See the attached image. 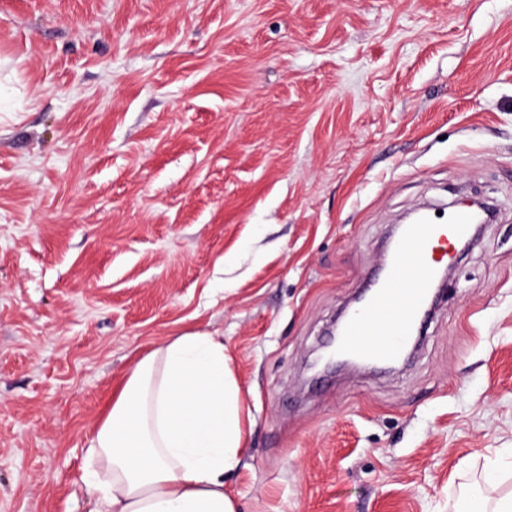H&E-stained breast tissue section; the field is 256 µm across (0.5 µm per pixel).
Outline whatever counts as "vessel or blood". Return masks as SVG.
I'll use <instances>...</instances> for the list:
<instances>
[{
    "label": "vessel or blood",
    "instance_id": "obj_1",
    "mask_svg": "<svg viewBox=\"0 0 512 512\" xmlns=\"http://www.w3.org/2000/svg\"><path fill=\"white\" fill-rule=\"evenodd\" d=\"M474 229L470 213L462 208L444 224L425 219L405 225L391 259L382 264L375 291L347 320L339 354L377 365L397 360L422 321L440 256L449 247L467 243Z\"/></svg>",
    "mask_w": 512,
    "mask_h": 512
}]
</instances>
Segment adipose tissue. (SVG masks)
<instances>
[{
  "label": "adipose tissue",
  "mask_w": 512,
  "mask_h": 512,
  "mask_svg": "<svg viewBox=\"0 0 512 512\" xmlns=\"http://www.w3.org/2000/svg\"><path fill=\"white\" fill-rule=\"evenodd\" d=\"M244 399L222 341L186 333L140 359L93 434L91 512H237Z\"/></svg>",
  "instance_id": "obj_1"
}]
</instances>
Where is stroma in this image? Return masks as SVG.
Listing matches in <instances>:
<instances>
[{"mask_svg":"<svg viewBox=\"0 0 512 512\" xmlns=\"http://www.w3.org/2000/svg\"><path fill=\"white\" fill-rule=\"evenodd\" d=\"M462 196L499 217L409 361L311 376ZM189 332L244 396L238 512L512 492V0H0V512H88L95 428Z\"/></svg>","mask_w":512,"mask_h":512,"instance_id":"1","label":"stroma"}]
</instances>
